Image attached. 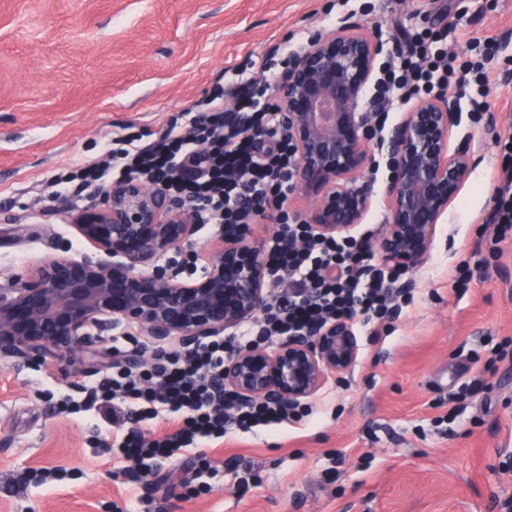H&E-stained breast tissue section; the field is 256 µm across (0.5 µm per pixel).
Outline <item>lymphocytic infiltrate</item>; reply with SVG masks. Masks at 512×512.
<instances>
[{
  "label": "lymphocytic infiltrate",
  "mask_w": 512,
  "mask_h": 512,
  "mask_svg": "<svg viewBox=\"0 0 512 512\" xmlns=\"http://www.w3.org/2000/svg\"><path fill=\"white\" fill-rule=\"evenodd\" d=\"M494 39H470L466 55L438 41H395L372 85L381 107L374 119L385 130L393 113L412 99L438 92L467 99L470 113L487 111V67L498 58ZM276 73L262 64L260 78L248 77L197 101L183 123H173L143 144L116 135L73 178L106 194L112 182L131 176L162 184L197 224L218 227L252 217L281 215L265 259L277 291L274 310L230 338L215 337L192 349L159 350L149 367L118 368L87 387L82 400L64 398L65 412H96L103 454L122 471L150 474L163 461L181 459L240 430L278 427L308 418L311 408L242 401L223 384L227 354L256 343H275L333 320L369 325L387 317L401 269L378 262L367 235L317 238L304 224L283 218L295 188L298 154L283 134L279 111L266 99ZM233 108H225V98ZM500 168L493 196L494 238L512 233V136L496 138ZM173 421L157 434L156 419Z\"/></svg>",
  "instance_id": "obj_1"
}]
</instances>
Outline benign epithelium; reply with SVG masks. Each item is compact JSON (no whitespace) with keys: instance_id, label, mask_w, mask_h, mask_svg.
<instances>
[{"instance_id":"7a95c632","label":"benign epithelium","mask_w":512,"mask_h":512,"mask_svg":"<svg viewBox=\"0 0 512 512\" xmlns=\"http://www.w3.org/2000/svg\"><path fill=\"white\" fill-rule=\"evenodd\" d=\"M378 52L359 26H345L293 55L277 88L281 125L299 156L296 188L312 202L293 217L317 237L349 234L371 206V188L357 174L371 160L376 103L361 101ZM454 123L449 101L423 98L387 131L388 217L378 249L396 267L423 263L470 173L467 142L449 147ZM72 223L108 259L57 257L0 288V359L18 368L66 357L92 342L90 328L112 322L134 324L158 344L176 336L189 349L267 307L270 271L246 224L224 226L202 274L179 279L156 259L197 225L189 212L166 206L162 189L136 177L115 182ZM358 355L351 326L331 322L274 351L260 345L236 353L224 364L223 383L242 400L300 404L328 375L348 373Z\"/></svg>"}]
</instances>
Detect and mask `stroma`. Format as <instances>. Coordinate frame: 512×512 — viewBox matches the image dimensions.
<instances>
[{
    "instance_id": "stroma-1",
    "label": "stroma",
    "mask_w": 512,
    "mask_h": 512,
    "mask_svg": "<svg viewBox=\"0 0 512 512\" xmlns=\"http://www.w3.org/2000/svg\"><path fill=\"white\" fill-rule=\"evenodd\" d=\"M450 50L498 40L512 56V0H472L463 18L434 0H0V287L61 256L101 258L70 222L95 194L50 197L52 180L91 160L120 128L151 140L238 71L283 58L358 22L384 40L399 27L439 30ZM487 120L460 112L450 142L469 140L472 169L438 224L425 261L407 272L413 303L392 321L355 328L351 372L309 399L310 421L226 436L150 475L116 472L89 415L59 412L62 395L150 350L135 326L98 333L73 356L17 369L0 361V512H505L512 501V239L493 243L494 140L512 134V73L489 70ZM372 206L357 233L378 238L387 173L364 169ZM214 227L162 254L178 278L204 267ZM475 259L466 292L448 271ZM66 471L49 488L35 475ZM243 483H236V476Z\"/></svg>"
}]
</instances>
